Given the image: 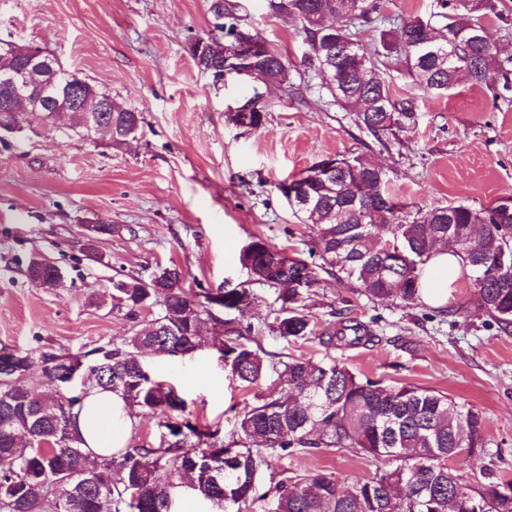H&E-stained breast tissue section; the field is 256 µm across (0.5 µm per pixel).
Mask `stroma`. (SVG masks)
Segmentation results:
<instances>
[{
	"instance_id": "stroma-1",
	"label": "stroma",
	"mask_w": 512,
	"mask_h": 512,
	"mask_svg": "<svg viewBox=\"0 0 512 512\" xmlns=\"http://www.w3.org/2000/svg\"><path fill=\"white\" fill-rule=\"evenodd\" d=\"M224 2L231 7L225 23L259 33L287 60L290 86L233 76L218 87L196 67L189 39L223 37L210 0H0L1 39L41 46L142 117L136 139L120 148L67 127L0 136V349L83 356L120 341L134 322L112 307L113 277L146 280L174 264L190 292L236 288L248 279L240 251L255 237L316 263L307 226L276 185L329 156L379 163L388 190L423 210L512 197V99L466 84L433 96L395 60L378 56L377 74L410 116L377 141L304 66L308 46L296 17L272 13L266 0ZM255 92L265 103L262 125H237L233 110ZM102 224L107 232L88 241L89 227ZM38 256L59 268L57 287L30 281ZM254 292L252 309L228 316L251 326L266 363L330 354L359 377L447 393L483 412L490 441L484 455L451 459L450 468L468 483L489 466L512 480V334L490 317L443 321L420 308L377 304L322 273L304 300L316 330L342 309L377 318L380 336L329 353L315 339L276 336L278 293L259 285ZM145 364L228 443L237 438L238 413L274 388L269 378L232 383L208 335L191 354ZM311 471L349 482L376 467L364 453L321 448L273 460L257 479L267 487Z\"/></svg>"
}]
</instances>
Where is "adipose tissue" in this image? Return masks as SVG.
Here are the masks:
<instances>
[{"label":"adipose tissue","instance_id":"ef3b65f1","mask_svg":"<svg viewBox=\"0 0 512 512\" xmlns=\"http://www.w3.org/2000/svg\"><path fill=\"white\" fill-rule=\"evenodd\" d=\"M462 273V263L449 247L440 248L428 264L424 281L425 296L433 302H444L448 290ZM74 429L84 447L96 455L126 447L131 433V421L125 401L116 394L89 387L74 422Z\"/></svg>","mask_w":512,"mask_h":512}]
</instances>
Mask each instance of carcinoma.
<instances>
[{"instance_id": "cac0c4a2", "label": "carcinoma", "mask_w": 512, "mask_h": 512, "mask_svg": "<svg viewBox=\"0 0 512 512\" xmlns=\"http://www.w3.org/2000/svg\"><path fill=\"white\" fill-rule=\"evenodd\" d=\"M439 4L448 24L437 45L423 37L424 29L433 28L430 21L385 17L380 0H268L267 7L302 20L309 48L304 62L338 102L354 109L358 125L377 137L398 126L408 108L398 106L390 87L373 74L357 33L343 25L327 31V20L392 24L380 32L383 56L400 58L414 82L432 95L461 83L483 85L490 71L502 81L493 98L512 92V55L472 38L482 24L478 12L495 10L492 0ZM255 67L265 84L289 80L288 61L274 51L257 59ZM105 116L112 121L115 146L125 144L129 129L140 121L138 112L116 101ZM43 117L42 112H0V126L20 132L24 123ZM331 162V173L304 190L311 205L288 201L308 225L310 252L321 264L314 269L254 239L240 252L250 286L225 291L224 308L250 309L256 299L253 284L274 288L282 305L271 331L286 341L305 338L313 329L301 302L320 270L372 302L422 306V278L437 246L451 238L471 239L473 247L459 256L470 271L475 312L512 333V264L498 263L500 253L512 254V210L460 203L424 212L386 190L385 173L373 162L341 155ZM211 302L209 293L201 301L186 291L185 275L176 265L147 280L113 283L112 308L125 310L133 322L145 311L159 313L146 331L134 329L90 351L93 382L121 396L131 415L163 410L170 419L158 446L119 448L97 466L73 430V411L82 396L36 392L28 382L32 354L20 349L6 354L12 363L0 368V512H172L173 493L185 472L191 474L193 494L217 512H243L258 493L257 473L270 467L271 459L310 448H352L385 468L346 486L320 471L287 476L275 486L273 512H512V495L503 493L512 481L488 469L472 487L448 469L456 448L485 453L486 420L478 410L438 391L363 379L333 357L317 363L294 358L273 369L274 384L288 397L259 396L239 414V440L232 442L227 468L219 470L213 455L226 452L224 440L208 427L182 420L184 399L152 377L140 358L144 352L190 354L202 333L212 329L214 347L236 382L250 387L267 377L268 367L251 345V327L216 317ZM374 323L333 322L319 340L328 349L358 347L375 338ZM77 359L44 355L43 372L59 384L60 374Z\"/></svg>"}]
</instances>
